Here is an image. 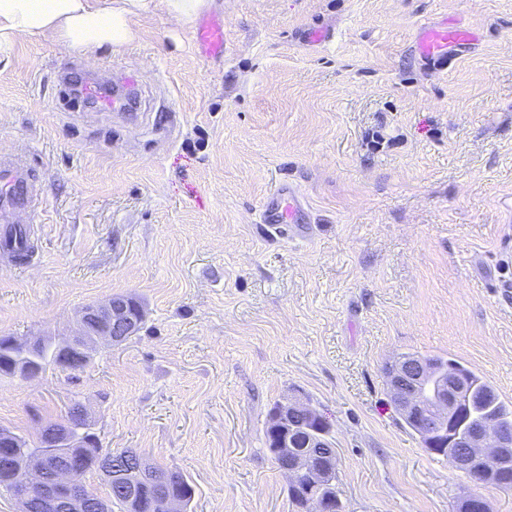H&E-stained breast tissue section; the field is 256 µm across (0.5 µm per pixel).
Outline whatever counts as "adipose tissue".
I'll return each instance as SVG.
<instances>
[{"label":"adipose tissue","instance_id":"obj_1","mask_svg":"<svg viewBox=\"0 0 512 512\" xmlns=\"http://www.w3.org/2000/svg\"><path fill=\"white\" fill-rule=\"evenodd\" d=\"M206 0H0V53L23 40L49 38L91 55L117 50L136 35L137 20L157 7L192 17Z\"/></svg>","mask_w":512,"mask_h":512}]
</instances>
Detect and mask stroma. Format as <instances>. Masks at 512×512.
<instances>
[{"mask_svg":"<svg viewBox=\"0 0 512 512\" xmlns=\"http://www.w3.org/2000/svg\"><path fill=\"white\" fill-rule=\"evenodd\" d=\"M200 18L223 22V56ZM445 25L475 39L426 65L413 46ZM313 26L334 40L304 42ZM124 71L143 120L57 79ZM0 155L44 196L30 262L0 251V336L64 337L112 295L145 309L84 370L0 375V429L36 439L76 400L103 447L181 471L192 512H292L264 430L297 398L331 425L348 512H458L476 491L512 512L422 447L381 372L449 355L512 402V0H208L92 57L23 42L0 57ZM281 180L305 236L259 222Z\"/></svg>","mask_w":512,"mask_h":512,"instance_id":"obj_1","label":"stroma"}]
</instances>
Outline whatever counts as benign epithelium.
<instances>
[{"instance_id":"7a95c632","label":"benign epithelium","mask_w":512,"mask_h":512,"mask_svg":"<svg viewBox=\"0 0 512 512\" xmlns=\"http://www.w3.org/2000/svg\"><path fill=\"white\" fill-rule=\"evenodd\" d=\"M130 308V299L117 295L83 307L78 314V332L66 337L65 345L80 353L87 362L90 351L85 344L86 337L92 336L101 343L119 344L136 335L138 322ZM430 377L431 369L421 361L399 364L391 370L387 379L395 407L406 414L420 408V389ZM453 390L458 393L456 401L451 405L443 403L439 417L423 421L425 434H441L446 429L448 414L457 410L461 401L459 393L464 386L457 382ZM297 409L311 417H320L312 407L297 399L281 402L275 410L280 427L271 456L292 488L322 483L336 461V449L325 447L321 441L309 442L303 450L289 446L288 419ZM83 418L85 411L80 406L69 411L62 420L41 427L42 448L28 456L22 477L12 487L18 512H31L35 506L44 512H110L108 499L91 497V492L74 481L80 459L73 456L71 449L86 448L91 443V438L82 439L73 434L75 420ZM11 437L12 432L0 429V469L17 466L12 455L16 442ZM511 454L512 448L502 446L498 428L490 424L468 439L465 451L448 453V463L458 469L471 459L500 463ZM95 469L108 486H115L123 493L130 512L143 508L146 512H182V501L171 492L168 478L155 471L152 463L142 456L129 471L114 467L107 458L99 456L95 458ZM307 510L345 512V505L338 494L312 497L307 500ZM460 512H489V505L485 497L470 493L462 499Z\"/></svg>"}]
</instances>
